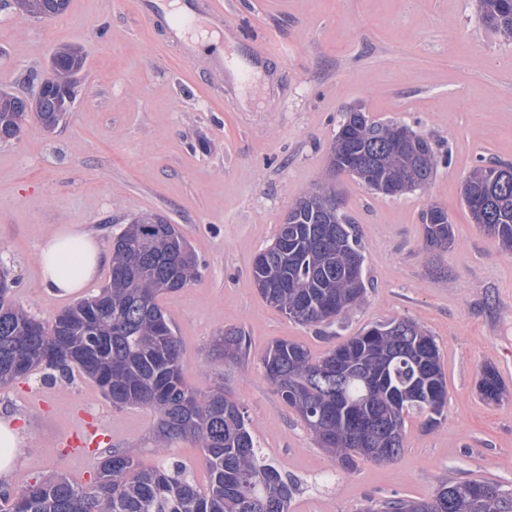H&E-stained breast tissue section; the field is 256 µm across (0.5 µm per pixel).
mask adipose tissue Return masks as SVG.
<instances>
[{"label":"adipose tissue","instance_id":"ef3b65f1","mask_svg":"<svg viewBox=\"0 0 512 512\" xmlns=\"http://www.w3.org/2000/svg\"><path fill=\"white\" fill-rule=\"evenodd\" d=\"M39 260L48 291L64 297L91 284L108 257L92 234L62 228L48 237Z\"/></svg>","mask_w":512,"mask_h":512}]
</instances>
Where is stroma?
<instances>
[{
    "instance_id": "obj_1",
    "label": "stroma",
    "mask_w": 512,
    "mask_h": 512,
    "mask_svg": "<svg viewBox=\"0 0 512 512\" xmlns=\"http://www.w3.org/2000/svg\"><path fill=\"white\" fill-rule=\"evenodd\" d=\"M215 2L224 34L187 58L135 0H70L45 20L0 0V90L27 93L29 73L45 70L59 45L86 54L75 103L55 133L32 120L0 143V265L16 280L15 300L44 322L72 304L41 278L38 253L54 230L82 227L108 253L131 217L165 215L200 265L197 281L159 300L182 343L183 377L202 391L223 381L242 404L264 457L300 484L290 512H362L368 499H427L450 480L512 489V255L461 199L478 160L512 163V38L482 24L477 0ZM354 105L428 139L437 172L395 197L336 175L364 246L366 302L332 325L303 326L262 299L252 266L289 206L326 178L341 114ZM434 203L453 224L446 251L425 246L422 216ZM391 318L436 339L444 417L431 431L408 418L395 461L332 469L260 358L279 339L318 357ZM227 329L249 342L237 368L213 349ZM485 364L507 388L496 403L476 392ZM82 414L111 446L159 464L152 411L113 408L80 373L49 379L36 369L0 387V415L27 436L9 489L56 474L93 482L99 450L63 443Z\"/></svg>"
}]
</instances>
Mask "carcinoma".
<instances>
[{
  "label": "carcinoma",
  "instance_id": "carcinoma-1",
  "mask_svg": "<svg viewBox=\"0 0 512 512\" xmlns=\"http://www.w3.org/2000/svg\"><path fill=\"white\" fill-rule=\"evenodd\" d=\"M21 14L51 19L69 0H13ZM482 23L512 36V9L503 0H478ZM86 63L80 46L64 44L48 68L34 77L45 87L35 105L40 126L51 131L71 110L78 75ZM20 96L0 90V142L12 141ZM340 126L329 154L335 173L347 172L376 193L392 182L397 194L433 179L437 158L431 144L416 157L388 153L392 122L364 115L350 129ZM366 157L370 176L353 170L347 154ZM336 196L318 185L295 202L274 243L253 266L260 296L301 325H330L365 302L361 241L348 214L319 207ZM471 219L512 253V166L476 165L462 188ZM426 246L449 249L453 225L444 211L423 215ZM199 276L197 257L176 225L146 213L130 219L112 242V277L97 295L61 310L49 325L33 317L0 288V385L43 367L60 373L78 369L95 380L115 409L146 407L157 416L155 444L163 453L191 438L203 450L208 473L202 489L183 465H140L133 448L101 457L94 481L77 486L63 476L0 492V512H288L297 482L258 452L242 405L219 383L201 392L182 378L181 342L159 305L166 293ZM276 283L269 290L265 285ZM220 347L235 348L230 365L247 357L245 334L224 332ZM267 380L326 450L332 466L352 471L361 461H392L403 452L405 421L424 417L441 423L447 381L433 336L410 319L377 322L320 358L303 344L274 342L261 357ZM476 386L482 400L497 402L505 388L497 370L484 366ZM365 512H512V492L490 480L448 481L429 499L370 500Z\"/></svg>",
  "mask_w": 512,
  "mask_h": 512
}]
</instances>
